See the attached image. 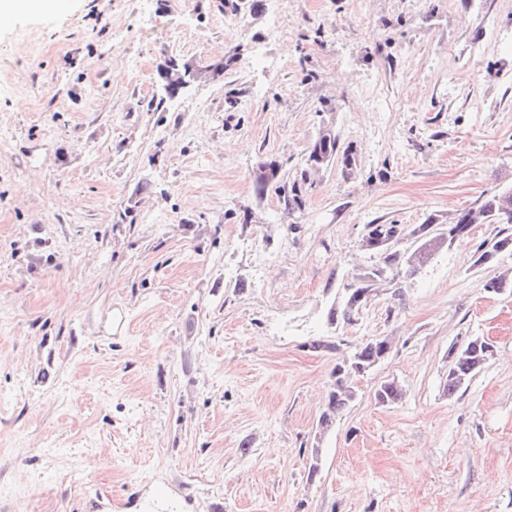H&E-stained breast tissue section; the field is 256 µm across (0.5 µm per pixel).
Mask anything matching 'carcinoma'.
<instances>
[{"label": "carcinoma", "mask_w": 512, "mask_h": 512, "mask_svg": "<svg viewBox=\"0 0 512 512\" xmlns=\"http://www.w3.org/2000/svg\"><path fill=\"white\" fill-rule=\"evenodd\" d=\"M475 224H500L502 228L495 235L483 241L475 254L474 265L482 264L484 258L497 253L499 245H509L512 251V195L506 196L498 191L482 198L478 212L472 215L471 221L465 224H448L445 227L447 242L453 243L459 238L470 234ZM416 267L403 264L389 255L384 257L382 263L359 279L357 289L363 293L372 291L375 282L390 276L398 277L402 274L411 275ZM381 351V346L374 340L362 344L352 355V361L368 367L372 359ZM492 344L480 337L470 338L464 342L453 345L448 350V377H446L445 391L448 395L457 394L484 366L492 355ZM356 396L352 390L351 379L345 376H334L333 389L329 394L328 403L322 412L320 421L333 426L336 419L350 406ZM402 397V388L394 382H385L376 390L375 398L382 405H389Z\"/></svg>", "instance_id": "1"}]
</instances>
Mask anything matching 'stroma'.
<instances>
[{
    "label": "stroma",
    "mask_w": 512,
    "mask_h": 512,
    "mask_svg": "<svg viewBox=\"0 0 512 512\" xmlns=\"http://www.w3.org/2000/svg\"><path fill=\"white\" fill-rule=\"evenodd\" d=\"M279 4L66 0L0 26V512H152L153 491L171 512H512V291L484 289L512 255L473 265L493 225L329 318L380 262L369 225L412 248L512 182V0ZM171 58L199 70L172 97ZM474 337L493 353L447 396ZM370 338L390 353L319 434ZM492 344L484 338H470L448 350V377L445 391L448 396L457 394L484 366L492 355ZM487 352V353H486ZM454 354V356H452ZM333 372V388L329 394L328 403L322 412L320 421L332 427L336 419L350 406L354 401L356 393L351 386V379L344 376H337V369ZM337 387V389H336ZM352 389V390H350Z\"/></svg>",
    "instance_id": "obj_1"
}]
</instances>
